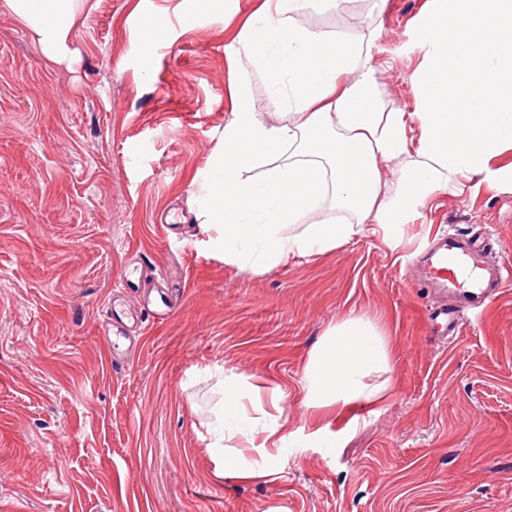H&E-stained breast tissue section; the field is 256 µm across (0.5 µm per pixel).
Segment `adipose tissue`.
<instances>
[{"mask_svg": "<svg viewBox=\"0 0 512 512\" xmlns=\"http://www.w3.org/2000/svg\"><path fill=\"white\" fill-rule=\"evenodd\" d=\"M49 59L70 53L82 22L79 0H0ZM315 0H262L225 52L232 67L250 63L269 78L286 109L276 119L257 112L248 86L230 83L232 110L224 145L213 157L196 218L225 262L268 271L292 255L336 249L372 223L389 230L410 223L437 190L459 179L512 185V165L494 166L512 149V0H431L411 45L422 64L415 75L418 111L381 109L370 47L296 23ZM461 99V112L437 104ZM420 128L410 148L411 123ZM400 160L396 186L381 191L380 162ZM336 210L298 234L290 226L322 204ZM389 338L364 314L344 315L324 333L304 369L302 403L329 409L334 421L384 404L392 393ZM247 376L227 371L219 383L220 423L212 434L214 461L240 480L264 478L297 447L282 388L269 407H247ZM239 441L234 454L225 442ZM258 456V464L246 453Z\"/></svg>", "mask_w": 512, "mask_h": 512, "instance_id": "ef3b65f1", "label": "adipose tissue"}]
</instances>
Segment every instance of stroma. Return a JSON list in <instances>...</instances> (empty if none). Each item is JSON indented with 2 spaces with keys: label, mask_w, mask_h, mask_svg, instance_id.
<instances>
[{
  "label": "stroma",
  "mask_w": 512,
  "mask_h": 512,
  "mask_svg": "<svg viewBox=\"0 0 512 512\" xmlns=\"http://www.w3.org/2000/svg\"><path fill=\"white\" fill-rule=\"evenodd\" d=\"M257 0H83L66 61L50 60L0 4V512H512V283L456 336L425 313L459 292L420 289L417 246L485 225L512 244V187H444L412 223L367 225L333 251L264 273L225 262L194 221L239 75L258 111L284 106L267 77L232 70L233 35ZM429 0H325L298 24L372 40L386 111L418 109L408 44ZM170 20L149 71L143 20ZM146 288L166 272L174 313L113 367L104 303L126 259ZM394 347V394L323 447L300 398L309 352L349 311ZM287 388L302 445L261 481L224 476L208 427L214 375Z\"/></svg>",
  "instance_id": "35a3bbf8"
}]
</instances>
